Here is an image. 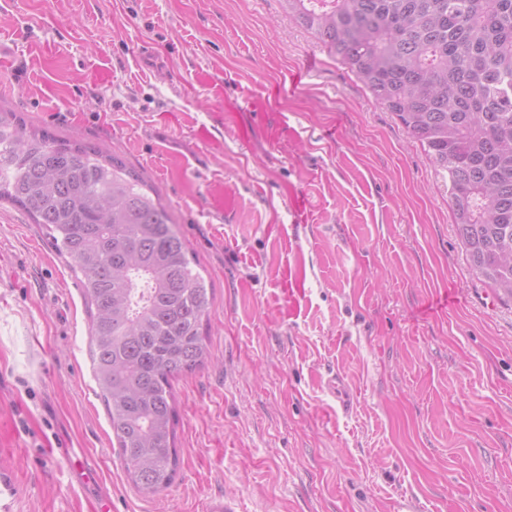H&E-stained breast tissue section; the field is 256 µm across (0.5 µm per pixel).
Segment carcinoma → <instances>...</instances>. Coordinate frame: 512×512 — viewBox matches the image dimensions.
Segmentation results:
<instances>
[{"label": "carcinoma", "instance_id": "cac0c4a2", "mask_svg": "<svg viewBox=\"0 0 512 512\" xmlns=\"http://www.w3.org/2000/svg\"><path fill=\"white\" fill-rule=\"evenodd\" d=\"M448 176L473 274L512 301V0H282ZM0 201L81 274L90 356L127 472L174 480L171 381L203 364L210 291L157 190L107 147L0 108Z\"/></svg>", "mask_w": 512, "mask_h": 512}]
</instances>
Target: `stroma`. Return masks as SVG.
<instances>
[{
  "instance_id": "1",
  "label": "stroma",
  "mask_w": 512,
  "mask_h": 512,
  "mask_svg": "<svg viewBox=\"0 0 512 512\" xmlns=\"http://www.w3.org/2000/svg\"><path fill=\"white\" fill-rule=\"evenodd\" d=\"M98 65L110 81L86 83ZM199 69L231 99L280 85L287 139L236 112L201 143ZM1 107L156 187L213 299L209 357L173 383L177 475L143 497L79 282L0 204V512H92L104 493L112 512H203L214 494L238 512H512V302L469 271L419 143L280 0H0Z\"/></svg>"
}]
</instances>
